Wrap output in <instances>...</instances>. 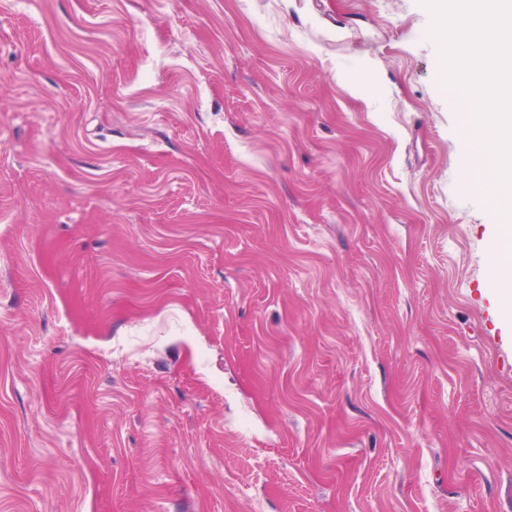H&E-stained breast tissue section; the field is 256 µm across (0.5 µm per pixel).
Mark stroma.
<instances>
[{
	"instance_id": "1",
	"label": "stroma",
	"mask_w": 512,
	"mask_h": 512,
	"mask_svg": "<svg viewBox=\"0 0 512 512\" xmlns=\"http://www.w3.org/2000/svg\"><path fill=\"white\" fill-rule=\"evenodd\" d=\"M419 0H0V512H512L499 221Z\"/></svg>"
}]
</instances>
